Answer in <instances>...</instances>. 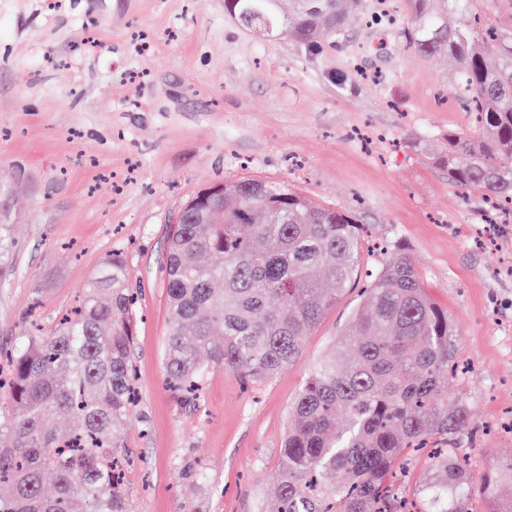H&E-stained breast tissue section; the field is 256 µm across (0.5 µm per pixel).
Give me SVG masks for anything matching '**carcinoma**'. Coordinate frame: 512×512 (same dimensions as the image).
Instances as JSON below:
<instances>
[{"mask_svg":"<svg viewBox=\"0 0 512 512\" xmlns=\"http://www.w3.org/2000/svg\"><path fill=\"white\" fill-rule=\"evenodd\" d=\"M347 0H224L245 28L302 43L333 40ZM478 0H405L403 35L417 55L464 64L478 112L474 136L450 133L436 160L448 183L512 204V20L490 26ZM184 204L166 262L168 381L200 399L210 370L267 383L302 355L305 337L360 284L365 238L350 216L286 181H226ZM11 227L0 224V277ZM351 321L289 407L272 512H512L496 487L512 458L480 484L459 456L473 438L469 405L448 413L457 326L425 292L405 249L364 278ZM134 289L125 259L107 258L81 303L9 358L0 382V512H129L121 454L135 405ZM347 415L336 428V410ZM56 475L51 496L43 476Z\"/></svg>","mask_w":512,"mask_h":512,"instance_id":"1","label":"carcinoma"}]
</instances>
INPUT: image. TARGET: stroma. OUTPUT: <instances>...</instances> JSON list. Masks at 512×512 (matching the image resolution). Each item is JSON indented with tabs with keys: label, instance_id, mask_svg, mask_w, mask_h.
<instances>
[{
	"label": "stroma",
	"instance_id": "obj_1",
	"mask_svg": "<svg viewBox=\"0 0 512 512\" xmlns=\"http://www.w3.org/2000/svg\"><path fill=\"white\" fill-rule=\"evenodd\" d=\"M363 5L311 48L253 37L224 0H0V179L13 187L0 352L53 330L123 249L139 293L130 512L273 505L288 408L360 302L347 292L271 382L216 368L201 403L181 397L163 363L168 236L183 204L224 180L288 182L400 242L457 324L470 373L448 399L472 410L470 469L512 457V434L492 428L512 410V219L475 244L484 202L434 159L448 133L473 129L462 67L407 49L400 0Z\"/></svg>",
	"mask_w": 512,
	"mask_h": 512
}]
</instances>
